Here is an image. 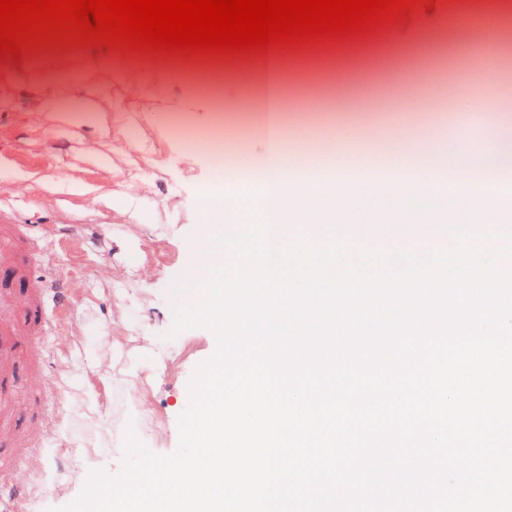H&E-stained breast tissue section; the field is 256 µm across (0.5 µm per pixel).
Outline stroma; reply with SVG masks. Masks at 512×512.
Masks as SVG:
<instances>
[{
    "label": "stroma",
    "mask_w": 512,
    "mask_h": 512,
    "mask_svg": "<svg viewBox=\"0 0 512 512\" xmlns=\"http://www.w3.org/2000/svg\"><path fill=\"white\" fill-rule=\"evenodd\" d=\"M435 7V43L422 25L402 38L395 22L288 49L285 79L301 95L317 92L322 106L291 125L289 157L313 166L370 157L384 151L387 130L397 126L409 133L414 153L424 148L427 126L445 144L479 153L512 132V83L498 78L512 66V0H436ZM52 49L56 69L81 71L68 104H54L56 84L35 51L0 60V222L56 225L50 264L27 233L14 246L26 265H42L73 289L78 324L77 335L45 336L38 352L20 351L10 384L0 389L13 405L0 416L1 428L24 431L36 416L52 419L39 457L0 447V482H28L23 512H61L92 471L117 475L126 428L154 455L177 451L190 381L217 340L204 327L170 335L172 288L201 242V197L252 181L261 136L242 98L224 88V150L233 163L217 174L197 145L213 124V103L183 83L201 70L259 75L261 53L187 57L72 43ZM117 67L148 79L130 88L115 79ZM463 67L488 111H417L407 75L422 73L433 87L442 72ZM330 129L331 157L320 150ZM88 224L102 227L103 236L72 250L70 241ZM41 373L49 385L34 384Z\"/></svg>",
    "instance_id": "35a3bbf8"
}]
</instances>
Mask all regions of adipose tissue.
I'll return each instance as SVG.
<instances>
[{
  "label": "adipose tissue",
  "mask_w": 512,
  "mask_h": 512,
  "mask_svg": "<svg viewBox=\"0 0 512 512\" xmlns=\"http://www.w3.org/2000/svg\"><path fill=\"white\" fill-rule=\"evenodd\" d=\"M282 52L279 45L268 51L267 110L262 120L261 150L256 160L259 181L270 191L268 200L258 203V210L266 215L268 225L282 227L287 242L296 241L298 225L286 206L289 194L294 192L306 200L308 215L317 214L322 218L321 223L308 225L309 239L325 243L346 240L353 255L358 252L355 242L360 237L369 238L378 246L395 244L419 253L446 241L449 227L433 207L434 200L446 190L439 174L461 166L469 154L468 149L443 147L429 129L424 134L428 141L425 152L412 158L405 149L404 133L394 130L388 134L390 150L362 163L344 160L312 167L301 160L289 159L284 150L287 134L276 110ZM375 183H402L413 189L409 196L394 200V208L407 213L409 221L396 225L387 238L379 237L370 227L349 226L350 211L341 192L342 187L347 186L363 194ZM455 197L458 210L471 217L468 231L473 242H480L482 235L487 233H512V226L499 224L489 207L493 200L503 207L512 205V183L496 181L476 185L464 181L456 184Z\"/></svg>",
  "instance_id": "1"
}]
</instances>
